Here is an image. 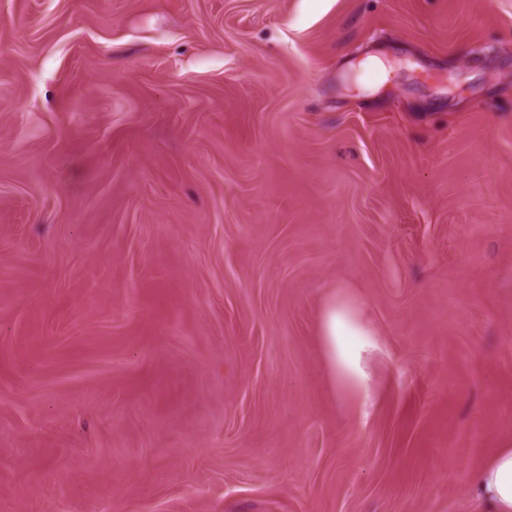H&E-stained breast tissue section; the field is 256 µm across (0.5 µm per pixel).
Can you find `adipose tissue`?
<instances>
[{
	"mask_svg": "<svg viewBox=\"0 0 512 512\" xmlns=\"http://www.w3.org/2000/svg\"><path fill=\"white\" fill-rule=\"evenodd\" d=\"M320 340L337 384L366 394L363 353L380 345L366 304L357 299L331 298L323 308ZM481 512H512V441L499 449L470 477Z\"/></svg>",
	"mask_w": 512,
	"mask_h": 512,
	"instance_id": "obj_1",
	"label": "adipose tissue"
}]
</instances>
